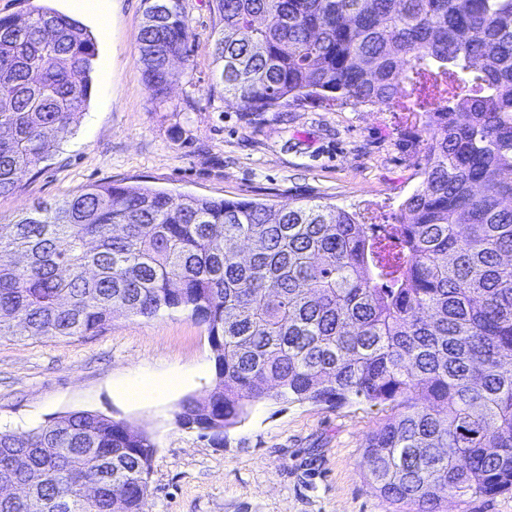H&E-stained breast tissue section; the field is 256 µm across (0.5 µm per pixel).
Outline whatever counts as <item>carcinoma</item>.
Here are the masks:
<instances>
[{"label":"carcinoma","instance_id":"carcinoma-1","mask_svg":"<svg viewBox=\"0 0 512 512\" xmlns=\"http://www.w3.org/2000/svg\"><path fill=\"white\" fill-rule=\"evenodd\" d=\"M146 87L188 61L182 0H144ZM216 84L243 112L307 99L424 112L423 180L396 224L309 201L268 206L89 185L0 224V341L103 332L181 309L216 378L177 421L217 446L270 395L388 406L360 461L414 512L512 490V0H213ZM0 18V195L77 127L97 42L38 7ZM155 444L71 411L25 434L0 512H146Z\"/></svg>","mask_w":512,"mask_h":512}]
</instances>
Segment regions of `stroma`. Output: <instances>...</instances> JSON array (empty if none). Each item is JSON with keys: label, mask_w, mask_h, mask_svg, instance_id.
I'll return each mask as SVG.
<instances>
[{"label": "stroma", "mask_w": 512, "mask_h": 512, "mask_svg": "<svg viewBox=\"0 0 512 512\" xmlns=\"http://www.w3.org/2000/svg\"><path fill=\"white\" fill-rule=\"evenodd\" d=\"M189 59L166 95L145 86L139 32L143 0H0V16L27 18L47 6L92 30L98 56L88 106L75 135L0 196V224L37 201L97 183L145 185L185 195L279 206L309 200L389 224L419 187L429 132L424 116L392 106L306 100L240 111L215 82L211 0H182ZM142 374H177L166 396L126 399ZM215 379L205 325L178 310L116 315L100 333L0 342V427L28 432L72 410H91L147 432L156 452L147 512H410L377 494L358 465L381 407L255 403L217 447L176 420L180 401L204 396Z\"/></svg>", "instance_id": "stroma-1"}]
</instances>
